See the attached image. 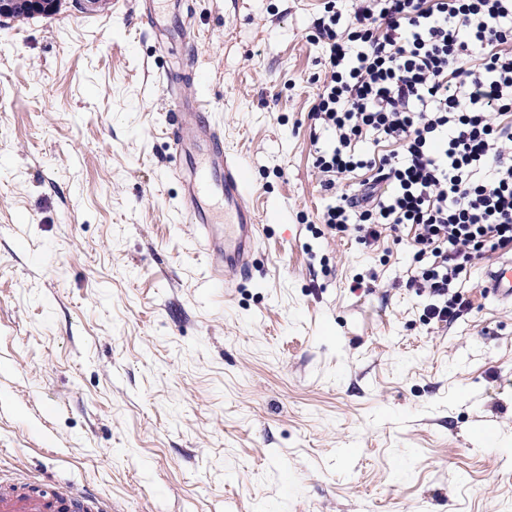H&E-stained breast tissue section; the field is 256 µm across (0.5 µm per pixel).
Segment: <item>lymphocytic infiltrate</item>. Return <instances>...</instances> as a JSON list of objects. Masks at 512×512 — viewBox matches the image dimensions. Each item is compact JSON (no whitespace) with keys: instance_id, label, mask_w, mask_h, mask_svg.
I'll use <instances>...</instances> for the list:
<instances>
[{"instance_id":"f902f5d3","label":"lymphocytic infiltrate","mask_w":512,"mask_h":512,"mask_svg":"<svg viewBox=\"0 0 512 512\" xmlns=\"http://www.w3.org/2000/svg\"><path fill=\"white\" fill-rule=\"evenodd\" d=\"M315 40L314 167L356 181L319 221L368 246L406 228V285L450 324L474 260L512 251V0H322Z\"/></svg>"}]
</instances>
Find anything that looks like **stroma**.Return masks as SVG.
<instances>
[{
	"mask_svg": "<svg viewBox=\"0 0 512 512\" xmlns=\"http://www.w3.org/2000/svg\"><path fill=\"white\" fill-rule=\"evenodd\" d=\"M0 24V474L112 512H512V304L425 324L405 231L314 236L321 0H191L184 92L249 164L248 276L207 285L136 0Z\"/></svg>",
	"mask_w": 512,
	"mask_h": 512,
	"instance_id": "1",
	"label": "stroma"
}]
</instances>
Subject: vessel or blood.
<instances>
[{
	"label": "vessel or blood",
	"instance_id": "vessel-or-blood-1",
	"mask_svg": "<svg viewBox=\"0 0 512 512\" xmlns=\"http://www.w3.org/2000/svg\"><path fill=\"white\" fill-rule=\"evenodd\" d=\"M154 32V53L164 59L177 48L195 50L200 39L189 21L169 26V0H141ZM168 138L179 165L181 213L198 227L207 257L210 287H226V274L249 269L258 240V216L244 205L249 188L245 161L224 147V136L207 102L190 99L183 80L166 74ZM488 293L512 301V261L503 259L487 273ZM0 512H110L108 504L89 490L59 482H28L0 478Z\"/></svg>",
	"mask_w": 512,
	"mask_h": 512
}]
</instances>
